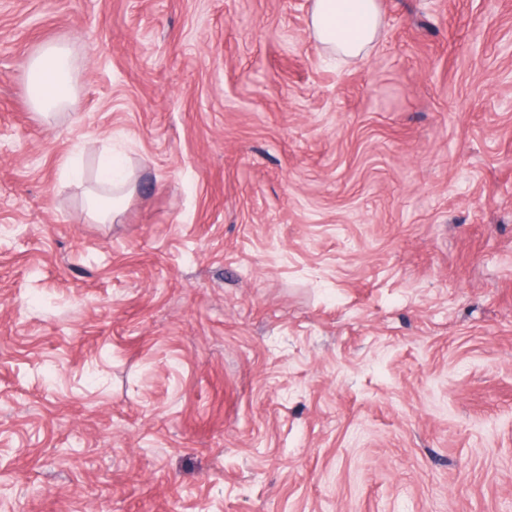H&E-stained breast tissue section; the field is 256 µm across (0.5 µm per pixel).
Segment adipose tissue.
I'll list each match as a JSON object with an SVG mask.
<instances>
[{"mask_svg": "<svg viewBox=\"0 0 512 512\" xmlns=\"http://www.w3.org/2000/svg\"><path fill=\"white\" fill-rule=\"evenodd\" d=\"M382 16L377 0H311L310 29L322 52L345 59L366 56L381 34ZM29 75L37 90L32 96L41 114L58 110L72 98L68 54L64 49H46L30 65ZM100 183L109 194L90 193V217L100 224L113 221L119 204L130 190V174L118 163L104 162Z\"/></svg>", "mask_w": 512, "mask_h": 512, "instance_id": "obj_1", "label": "adipose tissue"}]
</instances>
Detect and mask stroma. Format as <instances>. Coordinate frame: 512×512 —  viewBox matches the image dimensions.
Returning a JSON list of instances; mask_svg holds the SVG:
<instances>
[{
  "label": "stroma",
  "mask_w": 512,
  "mask_h": 512,
  "mask_svg": "<svg viewBox=\"0 0 512 512\" xmlns=\"http://www.w3.org/2000/svg\"><path fill=\"white\" fill-rule=\"evenodd\" d=\"M379 4L0 0V512H512V0ZM377 0H311L310 29L322 52L365 57L381 34ZM29 77L34 78L38 88L32 95V103L42 115L47 116L71 102L68 54L64 49H46L31 63ZM100 184L109 187L112 194L102 195L97 191L90 193L87 206L90 217L98 224L113 221L119 212V204L126 192H131L130 174L112 159L102 165Z\"/></svg>",
  "instance_id": "stroma-1"
}]
</instances>
